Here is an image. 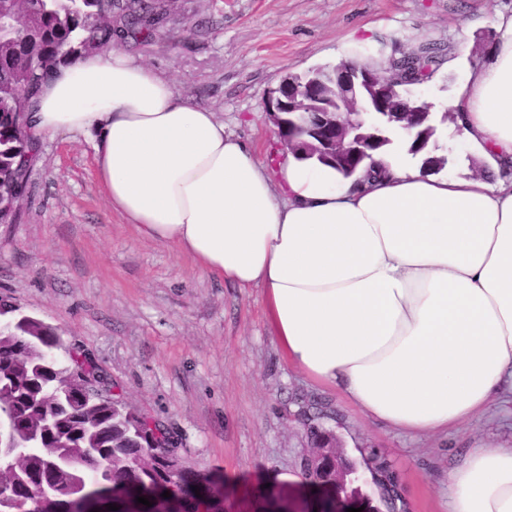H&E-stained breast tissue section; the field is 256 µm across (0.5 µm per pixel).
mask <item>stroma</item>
<instances>
[{"instance_id": "obj_1", "label": "stroma", "mask_w": 512, "mask_h": 512, "mask_svg": "<svg viewBox=\"0 0 512 512\" xmlns=\"http://www.w3.org/2000/svg\"><path fill=\"white\" fill-rule=\"evenodd\" d=\"M504 10L512 0H169L157 35L118 49L216 112L267 165L277 147L268 109L284 79L339 65L356 39L400 50L436 42L463 64L411 93L441 113L468 69L490 62L480 36ZM435 144L443 175L470 172L455 125H439ZM1 297L57 327L189 466L222 476L224 512H388L371 475L343 489L301 479L308 440L297 413L308 401L332 414L347 458L391 465L409 512H449L448 470L466 449L512 446L508 400L448 436L414 437L306 379L273 340L260 289L201 271L113 211L86 132L43 139L20 220L0 224Z\"/></svg>"}]
</instances>
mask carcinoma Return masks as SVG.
<instances>
[{
	"instance_id": "carcinoma-1",
	"label": "carcinoma",
	"mask_w": 512,
	"mask_h": 512,
	"mask_svg": "<svg viewBox=\"0 0 512 512\" xmlns=\"http://www.w3.org/2000/svg\"><path fill=\"white\" fill-rule=\"evenodd\" d=\"M160 10L158 0H0V195L27 183L39 145L23 121L61 60L152 35ZM444 56L425 43L386 67L416 80ZM11 307L0 299V419L13 443L0 450V512L19 501L26 512H224L223 484L186 466L157 422L129 414L57 328L17 323Z\"/></svg>"
}]
</instances>
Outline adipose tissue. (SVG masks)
I'll return each mask as SVG.
<instances>
[{"label":"adipose tissue","instance_id":"adipose-tissue-1","mask_svg":"<svg viewBox=\"0 0 512 512\" xmlns=\"http://www.w3.org/2000/svg\"><path fill=\"white\" fill-rule=\"evenodd\" d=\"M451 109L486 160L421 175L408 136L352 177L285 155L270 175L210 109L123 52L57 69L35 139L95 129L113 211L204 272L262 291L287 363L368 418L429 436L512 398V12ZM450 512H512V447L467 449Z\"/></svg>","mask_w":512,"mask_h":512}]
</instances>
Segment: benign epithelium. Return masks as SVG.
I'll list each match as a JSON object with an SVG mask.
<instances>
[{"label": "benign epithelium", "instance_id": "benign-epithelium-1", "mask_svg": "<svg viewBox=\"0 0 512 512\" xmlns=\"http://www.w3.org/2000/svg\"><path fill=\"white\" fill-rule=\"evenodd\" d=\"M321 80L311 74L290 77L276 90L269 107V115L281 135V113L297 115V124L304 126L308 138L296 145L291 139L280 140V145L291 152L304 151L308 155H327L331 158H351L364 151V142L356 141L361 128L394 127L407 134L419 125L436 131L432 113L424 112L418 100L403 95L402 79L396 75L372 71L364 64L344 63L327 86L330 106L316 93ZM312 462L310 472L319 485H343L360 478L357 468L335 447L325 442L307 454Z\"/></svg>", "mask_w": 512, "mask_h": 512}]
</instances>
